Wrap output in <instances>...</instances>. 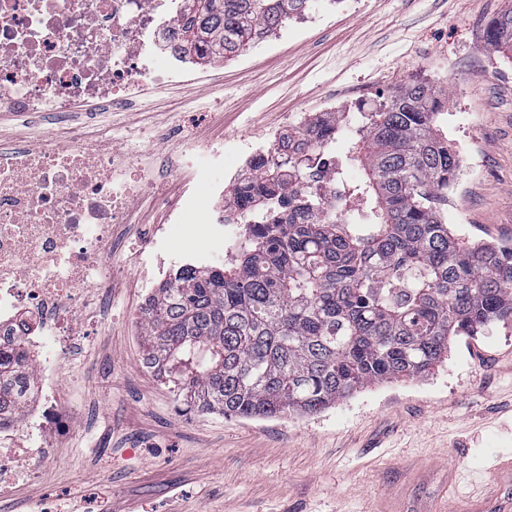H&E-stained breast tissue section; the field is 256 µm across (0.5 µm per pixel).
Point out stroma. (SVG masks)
I'll return each instance as SVG.
<instances>
[{
	"label": "stroma",
	"mask_w": 512,
	"mask_h": 512,
	"mask_svg": "<svg viewBox=\"0 0 512 512\" xmlns=\"http://www.w3.org/2000/svg\"><path fill=\"white\" fill-rule=\"evenodd\" d=\"M512 0H315L209 81L158 88L134 107L79 112L91 140L177 158L220 139L261 144L285 120L401 84L449 92L438 125L462 166L447 222L462 242H512V61L482 33ZM142 224H118L126 272L107 300L78 311L86 333L66 355L51 456L0 496V512H471L494 498L490 468L512 454V323L454 337L424 378L368 385L313 415H183L142 364L140 309L158 276L129 258Z\"/></svg>",
	"instance_id": "obj_1"
}]
</instances>
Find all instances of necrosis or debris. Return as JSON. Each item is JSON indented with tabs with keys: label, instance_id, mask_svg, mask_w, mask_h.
Instances as JSON below:
<instances>
[{
	"label": "necrosis or debris",
	"instance_id": "4bbe7bcc",
	"mask_svg": "<svg viewBox=\"0 0 512 512\" xmlns=\"http://www.w3.org/2000/svg\"><path fill=\"white\" fill-rule=\"evenodd\" d=\"M185 19L182 0H0V112L121 110L148 84L197 81L178 44ZM202 157L210 172L203 186ZM237 179L224 170L220 143H183L179 162L164 169L89 145L83 128L67 123L50 143H0V347L34 361L30 393L0 426V493L19 466L50 454L48 427L60 420L51 394L83 333L72 313L90 303L102 278L123 269L112 250L113 225L136 223L139 198L149 194L165 218L145 228L135 262L173 258L174 237L191 236L197 224L206 242L192 258L219 262L232 252L237 225L253 220L225 199ZM30 312L46 318L36 336L24 319Z\"/></svg>",
	"mask_w": 512,
	"mask_h": 512
}]
</instances>
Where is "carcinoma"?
<instances>
[{
	"instance_id": "carcinoma-1",
	"label": "carcinoma",
	"mask_w": 512,
	"mask_h": 512,
	"mask_svg": "<svg viewBox=\"0 0 512 512\" xmlns=\"http://www.w3.org/2000/svg\"><path fill=\"white\" fill-rule=\"evenodd\" d=\"M313 0H191L182 39L205 59L238 57ZM512 53V8L483 33ZM441 91L419 83L357 113L314 112L230 191L255 220L227 265L178 267L141 310L143 366L186 413L263 418L318 413L373 383L428 375L449 341L512 321V247L461 245L444 219L461 161L436 125ZM325 151L351 183L347 212L295 185ZM32 359L0 355V415Z\"/></svg>"
}]
</instances>
